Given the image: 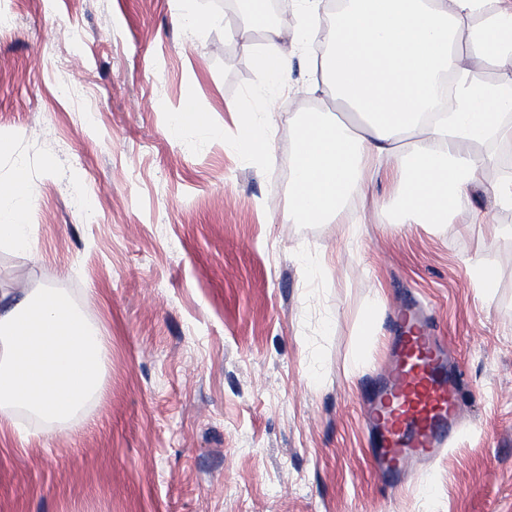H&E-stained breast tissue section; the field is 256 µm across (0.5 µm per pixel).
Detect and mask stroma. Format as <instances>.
Instances as JSON below:
<instances>
[{
  "mask_svg": "<svg viewBox=\"0 0 512 512\" xmlns=\"http://www.w3.org/2000/svg\"><path fill=\"white\" fill-rule=\"evenodd\" d=\"M0 13V208L16 172L36 191L30 248L0 245V293L57 290L106 347L104 394L71 432L28 413L0 427V512H512V209L481 194L447 230L401 228L397 182L372 165L340 223H301L289 116L361 118L309 56L268 79L226 38L222 0ZM186 107L202 122L173 124ZM236 109L269 154L235 143ZM402 290L462 368L464 427L392 490L361 393Z\"/></svg>",
  "mask_w": 512,
  "mask_h": 512,
  "instance_id": "stroma-1",
  "label": "stroma"
}]
</instances>
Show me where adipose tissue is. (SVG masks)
<instances>
[{"label": "adipose tissue", "instance_id": "ef3b65f1", "mask_svg": "<svg viewBox=\"0 0 512 512\" xmlns=\"http://www.w3.org/2000/svg\"><path fill=\"white\" fill-rule=\"evenodd\" d=\"M265 0H234L229 36L273 81L285 82L290 54L273 23L259 25ZM301 46L324 36L318 68L337 103L357 113L359 128L332 113L292 117L295 164L291 205L305 222L340 214L363 189L362 166L385 163L398 179L401 221L447 226L453 210L477 191H493L512 209V178L484 181L485 158L471 144L512 141V96L482 79L465 57L512 84V0H294ZM262 40H255V32ZM15 209H0V244L25 247V213L35 190L17 173ZM104 338L63 294L33 292L0 304V421L19 411L38 417L47 434L68 431L104 389Z\"/></svg>", "mask_w": 512, "mask_h": 512}]
</instances>
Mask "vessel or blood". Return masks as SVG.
Masks as SVG:
<instances>
[{
  "label": "vessel or blood",
  "instance_id": "b4317fda",
  "mask_svg": "<svg viewBox=\"0 0 512 512\" xmlns=\"http://www.w3.org/2000/svg\"><path fill=\"white\" fill-rule=\"evenodd\" d=\"M461 383L422 302L407 298L395 316L391 363L374 379L362 412L373 468L384 483L449 446L459 429Z\"/></svg>",
  "mask_w": 512,
  "mask_h": 512
}]
</instances>
